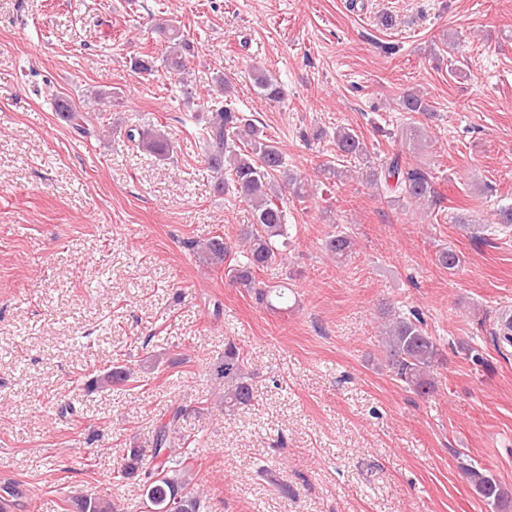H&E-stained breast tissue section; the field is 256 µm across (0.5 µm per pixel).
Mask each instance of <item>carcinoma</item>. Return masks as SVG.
Segmentation results:
<instances>
[{
	"mask_svg": "<svg viewBox=\"0 0 512 512\" xmlns=\"http://www.w3.org/2000/svg\"><path fill=\"white\" fill-rule=\"evenodd\" d=\"M164 38L165 51L161 63L171 71L186 70L183 50L188 48L187 39L177 25L166 21L155 26ZM253 86L258 94L269 102L284 101L286 93L281 84L263 71L253 75ZM406 112L419 114L425 119L435 116L431 105L422 95L406 92L401 101ZM62 117L73 122L83 134L90 133V119L75 108L68 107ZM416 127H402L394 133L400 149L392 153L386 164L377 168L371 163V155L365 141L352 129L338 127L333 136L338 161L356 159L363 162L364 180L376 189H386L399 194L410 203L436 200L432 176L426 168L408 157L403 146L414 139ZM134 146L142 148L160 159H167L173 152L170 138L162 129L152 125L134 126L126 133ZM202 150L205 162L213 173V189L219 195H231L251 207L253 223L242 228L240 237L244 243L243 259L229 263L231 246L224 237L215 235L199 244L206 260L218 267L227 266L230 282L248 292L269 308L288 306V292L277 285H268L256 279L255 273L276 263L281 258L280 246L288 244L293 225L288 223V209L283 191L290 190L298 199L305 197V183L288 173L285 158L276 142L252 119L242 115L230 102L207 114L202 128ZM325 250L342 260L353 248L352 239L340 230L327 237ZM435 260L444 269L454 270L461 265L460 256L449 246L439 248ZM383 354L385 363L405 387L420 396H427L435 387L434 370L441 361L439 346L423 328L417 315L406 316L399 312H387ZM493 341L512 344V316L498 318ZM154 368L151 359L140 360L138 368L117 364L107 369L90 383V387L107 389L131 381L137 371ZM210 376L222 386L221 402L228 412L239 411L254 405L253 372L247 369V359L241 349L229 341L224 356L212 364ZM182 410L177 409L171 420L159 427L153 441L150 458H144L140 448H129L117 471L120 479L137 478L145 488V512H171L167 509L173 493L180 496L178 512H204L207 508L203 491L195 482L193 456L189 452L192 440L181 430ZM468 484L484 500L502 510L512 508V493L501 486L486 470L473 465L463 466ZM76 512H121L113 501L77 496L73 500Z\"/></svg>",
	"mask_w": 512,
	"mask_h": 512,
	"instance_id": "cac0c4a2",
	"label": "carcinoma"
}]
</instances>
